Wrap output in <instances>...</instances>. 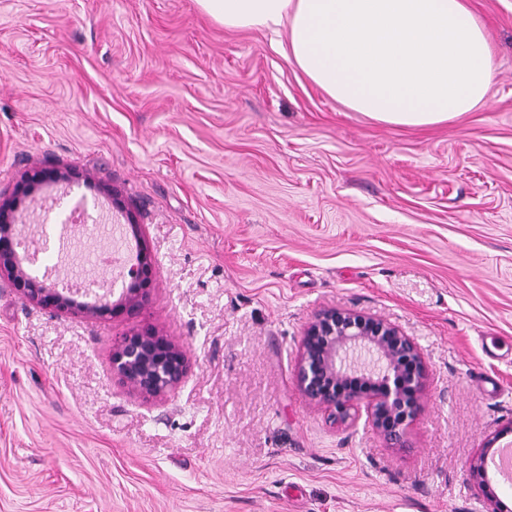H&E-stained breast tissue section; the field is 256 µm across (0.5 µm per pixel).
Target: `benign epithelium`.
<instances>
[{"label":"benign epithelium","instance_id":"1","mask_svg":"<svg viewBox=\"0 0 512 512\" xmlns=\"http://www.w3.org/2000/svg\"><path fill=\"white\" fill-rule=\"evenodd\" d=\"M79 176L71 170L37 171L27 176L21 192L38 183L71 189ZM16 205L0 201V278L16 288L20 298L58 314L103 317L118 310L135 314L147 296L154 262L144 242L133 262L122 261L125 280L120 294L115 283L93 288H62L45 273L31 270ZM112 370L148 398L163 397L179 387L189 372L185 352L152 327L122 338L112 350ZM427 365L415 339L381 317L351 310L327 309L315 315L302 338L295 371L302 395L327 413L333 423H345L351 410L364 406L369 422L394 448L407 443L409 425L417 412V395Z\"/></svg>","mask_w":512,"mask_h":512}]
</instances>
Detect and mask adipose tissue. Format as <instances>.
<instances>
[{"mask_svg": "<svg viewBox=\"0 0 512 512\" xmlns=\"http://www.w3.org/2000/svg\"><path fill=\"white\" fill-rule=\"evenodd\" d=\"M225 28L286 27V59L347 109L428 127L487 100L493 50L469 0H197Z\"/></svg>", "mask_w": 512, "mask_h": 512, "instance_id": "obj_1", "label": "adipose tissue"}]
</instances>
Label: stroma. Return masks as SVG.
<instances>
[{
	"label": "stroma",
	"mask_w": 512,
	"mask_h": 512,
	"mask_svg": "<svg viewBox=\"0 0 512 512\" xmlns=\"http://www.w3.org/2000/svg\"><path fill=\"white\" fill-rule=\"evenodd\" d=\"M486 106L404 127L288 62L287 29L197 0H0V200L69 216L40 168L114 191L154 259L138 311L54 316L0 281V512H512L470 465L512 443V0H471ZM384 318L427 364L408 445L332 424L294 369L320 310ZM155 327L190 362L146 398L112 347ZM28 180L21 188V192L28 194L35 189V185L38 183H53L65 185L68 189L78 185L80 179L76 172L71 170H49V171H37L26 177Z\"/></svg>",
	"instance_id": "1"
}]
</instances>
